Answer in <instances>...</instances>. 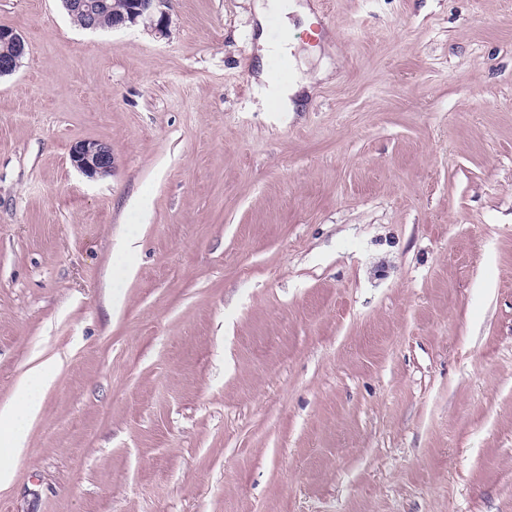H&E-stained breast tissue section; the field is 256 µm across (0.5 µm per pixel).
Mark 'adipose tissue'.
<instances>
[{
	"instance_id": "1",
	"label": "adipose tissue",
	"mask_w": 512,
	"mask_h": 512,
	"mask_svg": "<svg viewBox=\"0 0 512 512\" xmlns=\"http://www.w3.org/2000/svg\"><path fill=\"white\" fill-rule=\"evenodd\" d=\"M53 376L52 361L33 366L12 400L0 407V489L7 488L13 480V462L25 449L29 430L41 411L44 392Z\"/></svg>"
}]
</instances>
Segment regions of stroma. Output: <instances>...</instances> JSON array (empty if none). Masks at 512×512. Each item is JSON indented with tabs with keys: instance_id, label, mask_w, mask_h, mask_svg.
Returning <instances> with one entry per match:
<instances>
[{
	"instance_id": "1",
	"label": "stroma",
	"mask_w": 512,
	"mask_h": 512,
	"mask_svg": "<svg viewBox=\"0 0 512 512\" xmlns=\"http://www.w3.org/2000/svg\"><path fill=\"white\" fill-rule=\"evenodd\" d=\"M296 2L290 113L253 0H0V512H512V0ZM69 16L80 15L84 21L83 28L95 30L98 28H123L133 26L138 23L139 17L149 15L154 19V29L162 33L167 25V12L164 9L168 0H129L124 6L125 10L116 9L117 12L112 16L106 13L99 16L101 12L108 8L105 0H61ZM74 23L82 27L80 17H71ZM99 20V25H98ZM140 21H148L141 17ZM0 42L11 45V51L0 56V77L12 74L25 55L26 43L21 33L11 27H0ZM69 156L72 164L90 178L110 175L114 168L112 148L99 141H78L71 146ZM54 376L52 361L33 366L16 388L12 400L0 408V489L14 476L13 462L25 448L33 421L42 408L43 395Z\"/></svg>"
}]
</instances>
